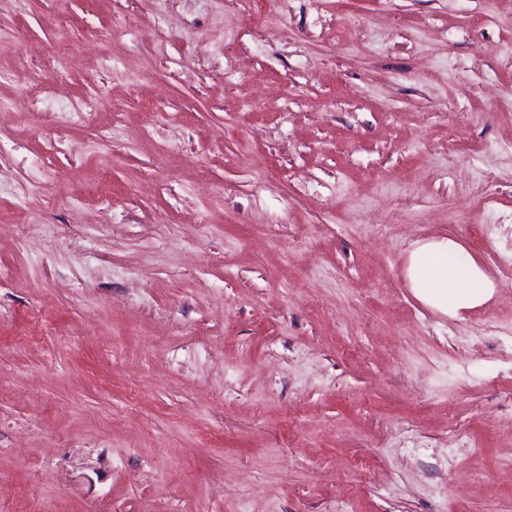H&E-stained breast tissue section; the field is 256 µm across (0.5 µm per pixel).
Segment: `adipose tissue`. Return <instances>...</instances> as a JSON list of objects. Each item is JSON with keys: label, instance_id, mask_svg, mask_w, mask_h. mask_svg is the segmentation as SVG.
<instances>
[{"label": "adipose tissue", "instance_id": "ef3b65f1", "mask_svg": "<svg viewBox=\"0 0 512 512\" xmlns=\"http://www.w3.org/2000/svg\"><path fill=\"white\" fill-rule=\"evenodd\" d=\"M406 277L419 301L453 318L484 304L495 288L467 249L449 237L416 242Z\"/></svg>", "mask_w": 512, "mask_h": 512}]
</instances>
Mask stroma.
<instances>
[{
	"label": "stroma",
	"instance_id": "stroma-1",
	"mask_svg": "<svg viewBox=\"0 0 512 512\" xmlns=\"http://www.w3.org/2000/svg\"><path fill=\"white\" fill-rule=\"evenodd\" d=\"M0 101V512H512V0H0ZM406 277L419 301L453 318L484 304L495 288L475 258L450 237L416 242Z\"/></svg>",
	"mask_w": 512,
	"mask_h": 512
}]
</instances>
